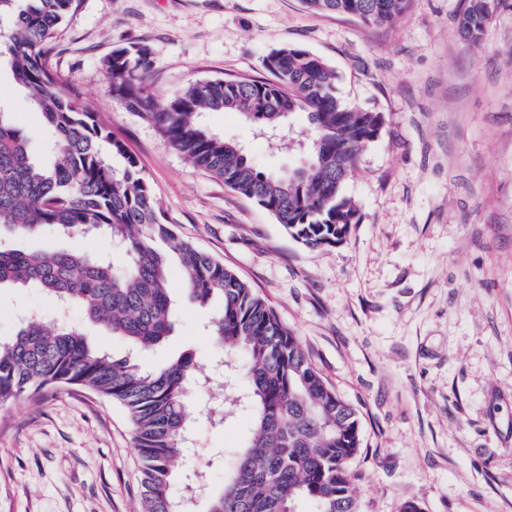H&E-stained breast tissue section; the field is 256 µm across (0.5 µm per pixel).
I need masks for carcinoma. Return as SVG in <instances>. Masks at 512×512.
<instances>
[{"label": "carcinoma", "mask_w": 512, "mask_h": 512, "mask_svg": "<svg viewBox=\"0 0 512 512\" xmlns=\"http://www.w3.org/2000/svg\"><path fill=\"white\" fill-rule=\"evenodd\" d=\"M81 2L0 0V25L7 24L0 57H7L57 145L53 161L35 160L28 137L0 111V228L17 237L44 227L94 232L112 242V257L0 249V285L36 284L63 304L82 307L91 324L124 338L131 350L111 355L85 330L31 314L14 337L0 339V407L60 386L82 387L124 407L142 476L139 512H192L174 493L192 418L203 412L221 422L223 410L240 407L251 428L224 490L210 492L196 473L185 479L209 498L208 512H358L359 475L351 468L360 452L356 411L248 282L190 242L169 252L158 248L175 238L173 225L138 159L49 68L55 38ZM409 2L302 0L316 16L343 14L380 25L403 15ZM500 3L465 0L459 37L478 43ZM263 64L272 79L195 81L161 98L148 89L153 59L147 45L120 44L103 59L127 108L154 124L174 149L266 210L296 240L312 248L334 245L359 222L344 186L360 153L379 138L383 118L343 103L335 69L302 47L275 49ZM208 111L237 113L272 133L283 131L293 113H306L305 164L288 173L258 169L241 144L198 120ZM172 260L182 268L189 302L222 303L210 330L227 357L224 384L203 411L188 402L191 355L158 371L138 361L173 330L165 277Z\"/></svg>", "instance_id": "1"}]
</instances>
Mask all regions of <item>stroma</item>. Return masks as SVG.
<instances>
[{
	"label": "stroma",
	"instance_id": "stroma-1",
	"mask_svg": "<svg viewBox=\"0 0 512 512\" xmlns=\"http://www.w3.org/2000/svg\"><path fill=\"white\" fill-rule=\"evenodd\" d=\"M464 0H411L388 25L314 16L300 0H83L64 21L49 67L100 111L137 157L178 238L221 261L262 295L329 385L356 410L352 464L360 512H512V0L481 44L463 41ZM151 50V90L264 79L265 56L299 46L337 74L347 105L381 113L379 138L345 184L360 221L311 249L266 211L195 167L113 91L103 58L115 45ZM0 109L41 161L54 139L0 60ZM213 132L241 143L261 170L296 167L294 144L230 112ZM103 240L51 229L0 247L98 252ZM165 275L174 330L140 354L148 370L191 352L210 371L221 349L207 330L220 302L185 304L182 274ZM87 325L36 286L0 287V337L20 312ZM249 433L245 411L196 420L195 463L212 490ZM140 475L123 407L65 386L0 409V512H136Z\"/></svg>",
	"mask_w": 512,
	"mask_h": 512
}]
</instances>
